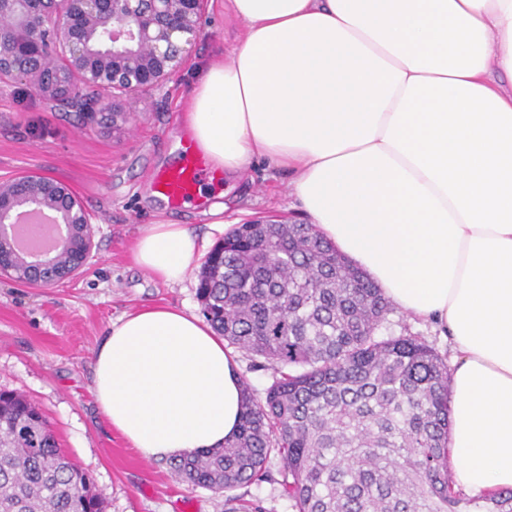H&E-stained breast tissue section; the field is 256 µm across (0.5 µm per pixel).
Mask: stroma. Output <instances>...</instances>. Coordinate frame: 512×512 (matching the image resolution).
Listing matches in <instances>:
<instances>
[{"label": "stroma", "instance_id": "stroma-1", "mask_svg": "<svg viewBox=\"0 0 512 512\" xmlns=\"http://www.w3.org/2000/svg\"><path fill=\"white\" fill-rule=\"evenodd\" d=\"M245 26L210 0L201 36L181 73L153 96L137 99L129 122L113 129L105 116L54 112L34 88L0 89V181L34 173L76 192L92 216L95 256L74 278L27 286L0 276V391L18 392L45 416L64 452L85 469L105 512H223L224 500L143 459L113 431L89 387L96 348L109 324L146 305L201 314L200 264L179 284H164L132 257L142 226L165 218L197 235L202 254L224 236L211 232L207 210L223 199L226 223L305 222L288 179L264 161L237 180L205 179L198 199L171 209L151 185L160 169L179 162L189 132L182 114L198 72L211 57L231 55Z\"/></svg>", "mask_w": 512, "mask_h": 512}]
</instances>
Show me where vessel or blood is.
<instances>
[{
  "label": "vessel or blood",
  "mask_w": 512,
  "mask_h": 512,
  "mask_svg": "<svg viewBox=\"0 0 512 512\" xmlns=\"http://www.w3.org/2000/svg\"><path fill=\"white\" fill-rule=\"evenodd\" d=\"M181 152L180 165L159 171L152 180L154 191L173 207L196 198L200 181L207 172L206 162L191 140L182 141Z\"/></svg>",
  "instance_id": "1"
}]
</instances>
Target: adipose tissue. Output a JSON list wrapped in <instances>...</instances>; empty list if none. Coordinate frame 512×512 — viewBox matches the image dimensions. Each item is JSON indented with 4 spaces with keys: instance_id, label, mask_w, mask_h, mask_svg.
<instances>
[{
    "instance_id": "obj_1",
    "label": "adipose tissue",
    "mask_w": 512,
    "mask_h": 512,
    "mask_svg": "<svg viewBox=\"0 0 512 512\" xmlns=\"http://www.w3.org/2000/svg\"><path fill=\"white\" fill-rule=\"evenodd\" d=\"M245 25L194 87L212 169L288 173L317 233L401 311L450 337L453 486L512 489V0H227ZM199 254L146 225L133 259L166 284ZM93 395L148 461L238 433L237 362L174 306L110 323Z\"/></svg>"
}]
</instances>
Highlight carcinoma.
<instances>
[{
  "label": "carcinoma",
  "instance_id": "obj_1",
  "mask_svg": "<svg viewBox=\"0 0 512 512\" xmlns=\"http://www.w3.org/2000/svg\"><path fill=\"white\" fill-rule=\"evenodd\" d=\"M198 297L227 346L276 373L262 401L241 379L234 440L169 461L224 512H266L232 494L264 482L295 512H512V489L479 502L454 490L448 365L417 336H384L389 300L312 225H240L203 263ZM0 512H104L39 408L12 392H0Z\"/></svg>",
  "mask_w": 512,
  "mask_h": 512
}]
</instances>
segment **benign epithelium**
I'll use <instances>...</instances> for the list:
<instances>
[{
	"label": "benign epithelium",
	"instance_id": "obj_1",
	"mask_svg": "<svg viewBox=\"0 0 512 512\" xmlns=\"http://www.w3.org/2000/svg\"><path fill=\"white\" fill-rule=\"evenodd\" d=\"M209 0H0V88L25 82L53 110L107 112L128 122L129 102L161 90L186 65ZM47 209L60 249L27 260L12 228L22 210ZM91 214L65 184L22 174L0 183V275L51 286L93 257Z\"/></svg>",
	"mask_w": 512,
	"mask_h": 512
}]
</instances>
